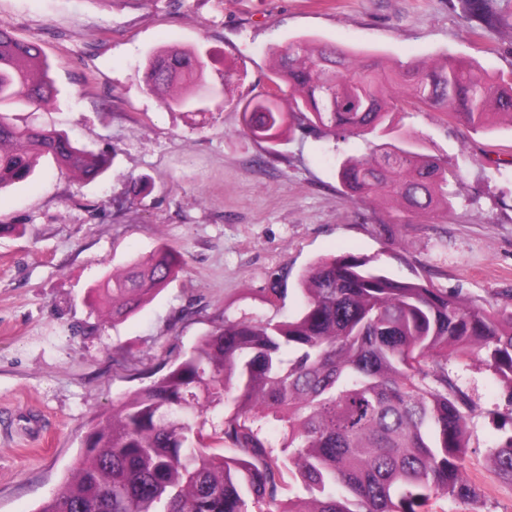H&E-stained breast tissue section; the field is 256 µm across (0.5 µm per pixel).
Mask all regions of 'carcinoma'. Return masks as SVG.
<instances>
[{"instance_id":"1","label":"carcinoma","mask_w":512,"mask_h":512,"mask_svg":"<svg viewBox=\"0 0 512 512\" xmlns=\"http://www.w3.org/2000/svg\"><path fill=\"white\" fill-rule=\"evenodd\" d=\"M474 30L512 16V0H457ZM356 54L297 39L279 54L277 98L238 102L243 131L277 142L299 131L345 141L380 140L348 156L337 177L352 197L376 196L427 213L452 208L460 174L425 153L400 114L430 106L472 129L512 126V73L445 56L421 66L394 61L380 74ZM197 52L168 49L145 66L149 90L168 109L193 111L211 92ZM399 81L401 97L387 94ZM58 89L39 46L0 24V190L33 175L42 157L87 181L112 154L60 130L19 126ZM164 248L112 274L93 293L112 318L144 307L177 275ZM304 308L277 323L236 322L200 337L190 354L147 387L120 399L89 431L65 484L39 512H425L433 501L478 497L465 476L475 407L448 373V357L492 370L512 401V288L502 303L476 304L416 277L399 280L370 257L315 262L302 280ZM223 401L232 409L206 429ZM285 425L281 450L264 424ZM496 475L512 485V432L490 448ZM300 481L307 497H288Z\"/></svg>"}]
</instances>
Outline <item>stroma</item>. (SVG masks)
<instances>
[{
	"mask_svg": "<svg viewBox=\"0 0 512 512\" xmlns=\"http://www.w3.org/2000/svg\"><path fill=\"white\" fill-rule=\"evenodd\" d=\"M0 21L51 65L57 101L34 118L114 155L93 181L44 159L0 190V224L23 228L0 236V512H38L96 419L200 336L295 316L319 259L371 257L473 299L512 288V126L476 132L430 107L404 114L423 151L464 175L451 210L417 215L351 198L339 182L338 159L369 155L371 136L273 145L245 134L235 109L268 92L276 53L298 38L385 62L449 54L512 71V31L471 33L456 0H0ZM171 47L207 53L215 95L203 111L166 109L145 86L147 58ZM228 67L239 76L229 87ZM160 246L182 270L150 303L118 322L92 306L108 273ZM448 368L476 404L464 467L480 497L429 510L512 512V486L487 460L512 428V400L485 365Z\"/></svg>",
	"mask_w": 512,
	"mask_h": 512,
	"instance_id": "obj_1",
	"label": "stroma"
}]
</instances>
